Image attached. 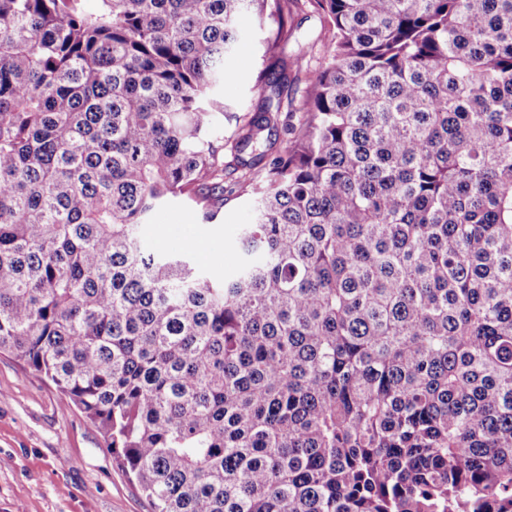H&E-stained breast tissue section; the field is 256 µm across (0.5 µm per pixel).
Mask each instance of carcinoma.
<instances>
[{"mask_svg": "<svg viewBox=\"0 0 512 512\" xmlns=\"http://www.w3.org/2000/svg\"><path fill=\"white\" fill-rule=\"evenodd\" d=\"M0 0V350L151 512H512V0ZM325 20L320 66L290 20ZM304 121L233 276L146 251L224 201V57ZM264 35L249 17L239 24L237 47L226 55L224 64L235 74L233 80L225 82L218 90L224 111L238 115H253L258 111L263 91L258 83V75L264 69L260 45Z\"/></svg>", "mask_w": 512, "mask_h": 512, "instance_id": "carcinoma-1", "label": "carcinoma"}]
</instances>
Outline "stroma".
I'll return each instance as SVG.
<instances>
[{
    "label": "stroma",
    "instance_id": "1",
    "mask_svg": "<svg viewBox=\"0 0 512 512\" xmlns=\"http://www.w3.org/2000/svg\"><path fill=\"white\" fill-rule=\"evenodd\" d=\"M262 39L251 18L240 22L238 45L224 61L235 77L218 91L225 111L257 112L263 97L258 83ZM305 84V72L289 70L281 89L276 147L253 171L238 169L232 148L235 126L225 124L224 181L233 190L226 193L213 225H206L195 203H169L155 211L144 230L151 251L192 254L195 240L202 238L211 258L198 261V268L236 273L234 239L242 225L253 222V192L299 126ZM0 512H149L141 491L113 461L100 430L52 383L5 350L0 351Z\"/></svg>",
    "mask_w": 512,
    "mask_h": 512
}]
</instances>
